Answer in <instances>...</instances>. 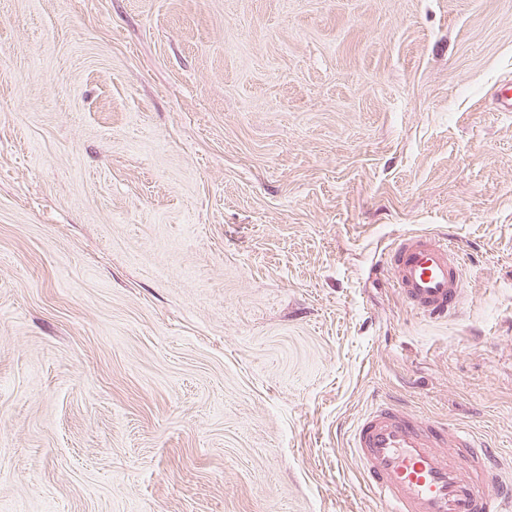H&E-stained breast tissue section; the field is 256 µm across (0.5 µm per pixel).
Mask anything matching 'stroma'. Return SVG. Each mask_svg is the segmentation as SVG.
Instances as JSON below:
<instances>
[{
	"mask_svg": "<svg viewBox=\"0 0 512 512\" xmlns=\"http://www.w3.org/2000/svg\"><path fill=\"white\" fill-rule=\"evenodd\" d=\"M510 77L512 0H0V512H376L377 393L512 450ZM390 280L402 301L420 316L444 320L455 316L466 299L461 250L434 234L399 236L385 253Z\"/></svg>",
	"mask_w": 512,
	"mask_h": 512,
	"instance_id": "1",
	"label": "stroma"
}]
</instances>
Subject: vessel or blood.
<instances>
[{
	"label": "vessel or blood",
	"instance_id": "vessel-or-blood-1",
	"mask_svg": "<svg viewBox=\"0 0 512 512\" xmlns=\"http://www.w3.org/2000/svg\"><path fill=\"white\" fill-rule=\"evenodd\" d=\"M390 280L420 316L444 320L462 309L460 249L434 234H407L386 249ZM346 446L379 512H512L504 462L480 433L372 398L354 418Z\"/></svg>",
	"mask_w": 512,
	"mask_h": 512
}]
</instances>
